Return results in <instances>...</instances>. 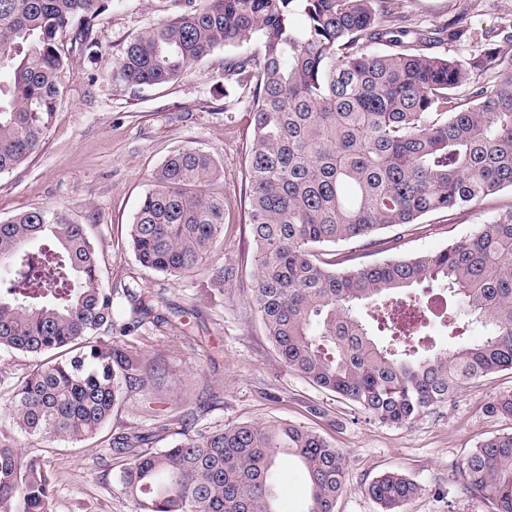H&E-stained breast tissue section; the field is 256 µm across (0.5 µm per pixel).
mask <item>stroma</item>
<instances>
[{"instance_id":"stroma-1","label":"stroma","mask_w":512,"mask_h":512,"mask_svg":"<svg viewBox=\"0 0 512 512\" xmlns=\"http://www.w3.org/2000/svg\"><path fill=\"white\" fill-rule=\"evenodd\" d=\"M396 14L441 25L466 12L477 34L512 20V0H393ZM180 9V0H115L97 28L94 57L80 56L62 75L63 97L40 149L0 175V220L29 208L62 210L83 225L100 256L103 284L134 289L147 313L134 318L121 304L117 343L140 361L144 382L129 390L99 437L81 443L39 442L16 435L23 460L51 477L53 512H135L116 474L125 462L106 440L146 434L155 448L182 433L250 422L288 421L315 430L346 455L347 489L337 512H379L366 487L398 471L419 486L402 512H495L454 475L471 448L512 431V420L483 415L484 403L512 391V370L471 385L409 426L382 423L336 393L321 389L280 360L251 301L254 246L242 193L253 131L243 77L224 79L219 49L172 83L129 90L112 81L126 44ZM210 150L223 174L214 190L226 205L224 236L198 269L175 280L141 267L128 226L152 176L180 146ZM512 207V189L480 205L424 218L398 240L397 254L446 248ZM233 267L224 286L213 269ZM34 357L0 350V427L11 388L36 365Z\"/></svg>"}]
</instances>
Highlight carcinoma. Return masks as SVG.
Wrapping results in <instances>:
<instances>
[{
    "instance_id": "cac0c4a2",
    "label": "carcinoma",
    "mask_w": 512,
    "mask_h": 512,
    "mask_svg": "<svg viewBox=\"0 0 512 512\" xmlns=\"http://www.w3.org/2000/svg\"><path fill=\"white\" fill-rule=\"evenodd\" d=\"M112 0H0V174L45 140L61 75L98 47ZM391 0H183L178 13L127 43L113 70L128 89L170 83L218 49L258 42L224 60L252 82L253 136L245 190L255 248L251 299L282 362L383 422L408 426L470 384L512 370V207L468 237L416 256L338 268L326 249L428 214L478 206L512 188V56L487 43L467 57L428 52L456 42L464 15L432 27L393 17ZM305 17L297 28L293 17ZM386 49L380 50L378 46ZM221 167L204 147H180L154 173L129 224L144 268L193 270L224 232ZM44 241L36 252L32 242ZM0 350L47 359L13 388L14 429H0V512H51L44 468L21 462L13 431L80 443L112 418L141 366L112 340L116 294L83 225L54 208L0 222ZM426 284L448 290L434 346L416 312ZM491 327L464 340L455 301ZM390 302L383 342L360 315ZM483 414L512 419V392ZM118 436V476L136 512H279L276 466L299 462L307 512H336L346 459L319 433L286 421L238 423L171 447ZM495 512H512V432L483 440L455 474ZM419 486L388 472L367 487L379 512H400Z\"/></svg>"
}]
</instances>
